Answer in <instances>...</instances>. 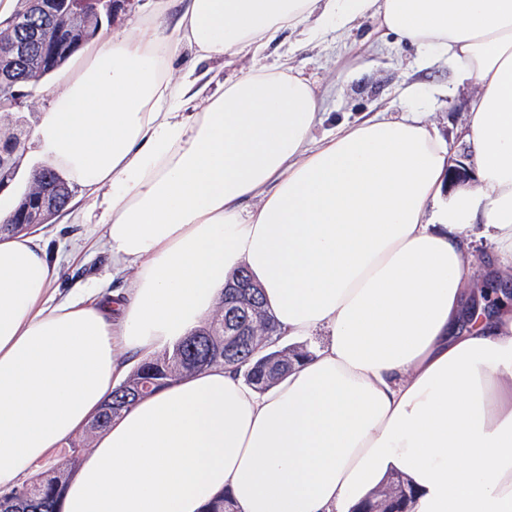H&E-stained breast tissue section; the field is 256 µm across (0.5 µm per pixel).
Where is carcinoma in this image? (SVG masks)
Returning <instances> with one entry per match:
<instances>
[{
  "mask_svg": "<svg viewBox=\"0 0 512 512\" xmlns=\"http://www.w3.org/2000/svg\"><path fill=\"white\" fill-rule=\"evenodd\" d=\"M51 75L53 72L37 52L15 77L34 87ZM24 136L26 130L21 127L0 138V184L14 181L22 164ZM44 191L55 200L58 212L72 198L69 184L54 168H36L32 170L29 184L14 211L0 222V231L20 233L31 229L33 214L38 211L33 197ZM54 212H48L43 221L52 218ZM309 356L310 351L303 347L280 344L277 327L267 312L261 288L241 270L236 280L222 291L217 311L202 326L172 349L142 359L132 367L89 421L87 433L105 431L113 419L141 398L199 371L231 369L245 382L263 391L273 387ZM87 450L86 441H71L59 460L47 464L32 481L1 498L0 512H61L60 499L65 484ZM413 497L414 491L408 480L400 473H392L387 477L381 496L367 499L363 506L371 509L383 507L387 512H410Z\"/></svg>",
  "mask_w": 512,
  "mask_h": 512,
  "instance_id": "carcinoma-1",
  "label": "carcinoma"
}]
</instances>
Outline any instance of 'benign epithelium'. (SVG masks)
Masks as SVG:
<instances>
[{"label": "benign epithelium", "mask_w": 512, "mask_h": 512, "mask_svg": "<svg viewBox=\"0 0 512 512\" xmlns=\"http://www.w3.org/2000/svg\"><path fill=\"white\" fill-rule=\"evenodd\" d=\"M125 0H31V12L43 19L61 18L49 33L21 17L7 22L12 36L0 42V70H16L33 50L48 42L64 50L77 40L75 23L102 13L112 16Z\"/></svg>", "instance_id": "obj_1"}]
</instances>
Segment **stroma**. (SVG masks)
Returning <instances> with one entry per match:
<instances>
[{"label": "stroma", "mask_w": 512, "mask_h": 512, "mask_svg": "<svg viewBox=\"0 0 512 512\" xmlns=\"http://www.w3.org/2000/svg\"><path fill=\"white\" fill-rule=\"evenodd\" d=\"M292 63L327 93L325 115L312 132L314 138L380 112L395 116L416 111L434 124L455 159L473 166L463 141L473 93L449 60L407 44L384 43L374 21L365 18L349 31L332 32L323 41L301 45ZM409 85L418 88L417 98L402 96V89ZM133 281V271L113 274L111 255L96 247L73 260L59 261L54 286L62 299L94 285L108 292L127 289Z\"/></svg>", "instance_id": "stroma-1"}]
</instances>
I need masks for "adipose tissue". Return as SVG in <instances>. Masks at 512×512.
Wrapping results in <instances>:
<instances>
[{"label": "adipose tissue", "mask_w": 512, "mask_h": 512, "mask_svg": "<svg viewBox=\"0 0 512 512\" xmlns=\"http://www.w3.org/2000/svg\"><path fill=\"white\" fill-rule=\"evenodd\" d=\"M155 23L81 47L35 132L77 184L73 223L137 273L119 307L53 301L40 243L0 238V488L58 454L126 376L173 347L233 273L260 286L283 340L322 336L267 391L211 368L139 400L100 433L62 512H352L387 479L412 512H512V308H473L469 245L512 260V0H178ZM375 18L444 57L477 93L465 140L477 186L419 116L374 117L311 143L322 111L291 50L212 88L172 75ZM202 111L184 113L187 100ZM255 200L253 209L242 204Z\"/></svg>", "instance_id": "adipose-tissue-1"}]
</instances>
